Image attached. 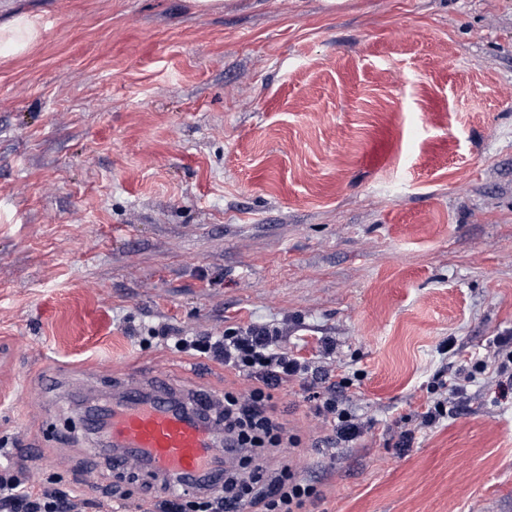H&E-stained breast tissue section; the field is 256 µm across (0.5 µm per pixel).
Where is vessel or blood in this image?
Instances as JSON below:
<instances>
[{
	"label": "vessel or blood",
	"instance_id": "vessel-or-blood-1",
	"mask_svg": "<svg viewBox=\"0 0 512 512\" xmlns=\"http://www.w3.org/2000/svg\"><path fill=\"white\" fill-rule=\"evenodd\" d=\"M146 383L132 377L112 401V419L99 431L101 444L116 448L114 469L131 463L169 477L171 486L209 481L220 457L214 431L196 417L201 397L183 405L146 391Z\"/></svg>",
	"mask_w": 512,
	"mask_h": 512
}]
</instances>
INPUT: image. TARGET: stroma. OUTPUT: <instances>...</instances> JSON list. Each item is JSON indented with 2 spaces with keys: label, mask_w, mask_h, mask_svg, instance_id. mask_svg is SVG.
<instances>
[{
  "label": "stroma",
  "mask_w": 512,
  "mask_h": 512,
  "mask_svg": "<svg viewBox=\"0 0 512 512\" xmlns=\"http://www.w3.org/2000/svg\"><path fill=\"white\" fill-rule=\"evenodd\" d=\"M0 58V448L79 512H145L86 449L81 397L248 381L160 343L274 325L361 371L332 448L299 384L283 458L313 512H512V395L416 415L512 335V0H13ZM411 429L408 448L398 430ZM40 35L38 17L15 15L0 24V56L7 58L27 51Z\"/></svg>",
  "instance_id": "obj_1"
}]
</instances>
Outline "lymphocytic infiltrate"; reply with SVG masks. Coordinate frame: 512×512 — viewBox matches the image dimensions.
I'll list each match as a JSON object with an SVG mask.
<instances>
[{"mask_svg": "<svg viewBox=\"0 0 512 512\" xmlns=\"http://www.w3.org/2000/svg\"><path fill=\"white\" fill-rule=\"evenodd\" d=\"M177 350L194 351L253 383L248 394L234 391L210 413L224 427L223 481L166 494L151 502L148 512H307L319 496L313 481L300 477L286 463L269 466L268 457L298 446L299 439L279 421L273 392L297 382L314 401L313 412L331 428L330 444H356L372 428L371 420L356 415L346 394L348 377H336L327 365L294 355L283 345L276 326L230 329L221 336H176ZM512 390V336H498L487 358L459 365L439 380L442 398L426 403L418 424L430 427L448 416L449 407H461L476 379ZM0 512H75L68 494L53 488L28 487L10 474H0Z\"/></svg>", "mask_w": 512, "mask_h": 512, "instance_id": "lymphocytic-infiltrate-1", "label": "lymphocytic infiltrate"}]
</instances>
